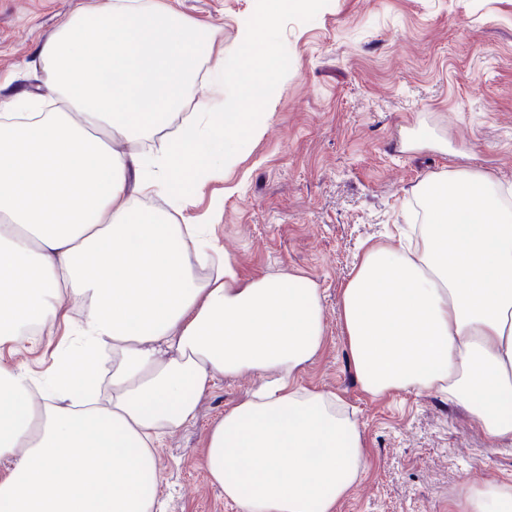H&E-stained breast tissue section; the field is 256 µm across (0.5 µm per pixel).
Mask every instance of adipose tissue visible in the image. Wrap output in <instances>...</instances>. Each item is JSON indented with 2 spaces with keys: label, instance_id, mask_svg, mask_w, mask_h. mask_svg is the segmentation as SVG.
I'll use <instances>...</instances> for the list:
<instances>
[{
  "label": "adipose tissue",
  "instance_id": "adipose-tissue-1",
  "mask_svg": "<svg viewBox=\"0 0 512 512\" xmlns=\"http://www.w3.org/2000/svg\"><path fill=\"white\" fill-rule=\"evenodd\" d=\"M328 0H263L238 28L224 98L197 129L161 135L210 50V33L170 7L84 0L40 59L69 109L0 98V348L38 346L64 325L59 368L41 381L0 368V512H155L153 449L195 417L221 377L259 384L208 431L204 467L239 512H336L365 467L362 432L338 396L298 384L325 344L320 292L296 274L242 278L208 262L215 215L174 224L138 207L236 165L287 78L274 37L291 11ZM263 57L267 66L254 67ZM103 137H96V130ZM159 136L150 155L117 139ZM415 248L369 247L341 292L354 374L368 394L433 391L465 405L492 442H512V209L490 179L455 172L418 188ZM81 303L72 319L65 298ZM112 400L90 404L101 373ZM455 512H512V485L466 490Z\"/></svg>",
  "mask_w": 512,
  "mask_h": 512
}]
</instances>
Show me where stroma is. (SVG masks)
Listing matches in <instances>:
<instances>
[{
  "mask_svg": "<svg viewBox=\"0 0 512 512\" xmlns=\"http://www.w3.org/2000/svg\"><path fill=\"white\" fill-rule=\"evenodd\" d=\"M79 0H0V96L45 93L39 50ZM212 33L191 88L211 96L238 26L257 0H151ZM276 38L288 80L263 133L238 163L201 181L192 205L167 195L141 207L183 224L223 200L211 237L243 278L293 273L320 290L326 341L298 377L356 411L368 464L338 512H449L467 488L512 485V451L494 447L462 406L436 394H366L353 374L339 295L364 248L397 247L424 213L417 187L459 168L512 195V0H332L285 16ZM66 344L0 351V366L53 374ZM222 378L196 417L154 450L159 512H237L203 466L207 430L254 386Z\"/></svg>",
  "mask_w": 512,
  "mask_h": 512,
  "instance_id": "35a3bbf8",
  "label": "stroma"
}]
</instances>
